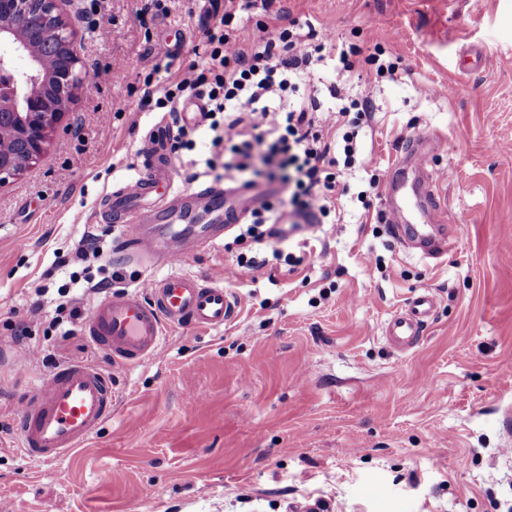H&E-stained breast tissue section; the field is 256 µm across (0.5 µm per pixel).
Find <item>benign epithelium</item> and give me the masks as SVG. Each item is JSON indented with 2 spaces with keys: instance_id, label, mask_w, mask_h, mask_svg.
<instances>
[{
  "instance_id": "1",
  "label": "benign epithelium",
  "mask_w": 512,
  "mask_h": 512,
  "mask_svg": "<svg viewBox=\"0 0 512 512\" xmlns=\"http://www.w3.org/2000/svg\"><path fill=\"white\" fill-rule=\"evenodd\" d=\"M68 0H8L12 10L25 25L30 8L43 10V22L50 38L34 51L27 39L16 29L0 27V130L15 133L24 147L26 161L0 160V185L22 175L46 151L51 135L61 122L68 105L77 97L87 75L80 66L82 41L76 38L60 4ZM26 59L23 70L14 61ZM53 82L58 88L56 103L47 106L43 87Z\"/></svg>"
}]
</instances>
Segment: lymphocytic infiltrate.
<instances>
[{"mask_svg":"<svg viewBox=\"0 0 512 512\" xmlns=\"http://www.w3.org/2000/svg\"><path fill=\"white\" fill-rule=\"evenodd\" d=\"M240 0H210L202 19L204 39L195 59L161 86L145 79L140 107L164 110L177 121L172 156L192 145V131L178 122L184 99L203 100L213 133L209 170H222L228 185L254 186L257 178L279 182L287 201L265 200L239 224L234 244L261 246L258 255H238L235 272L247 277L269 261L295 268L315 257L321 241L312 236L297 251L286 250L279 225L313 218L335 219L337 205L348 193L346 177L358 164V135L374 119L375 85L365 82L358 96L346 98V75L355 62L343 44L319 37L314 29L257 23L249 35L238 33L233 21ZM335 54L339 68L331 97L338 109L323 108L314 82L313 65L324 54ZM79 264L97 262L96 275L71 273V283L100 294L123 283L125 276L104 256L98 235H84L74 248Z\"/></svg>","mask_w":512,"mask_h":512,"instance_id":"lymphocytic-infiltrate-1","label":"lymphocytic infiltrate"}]
</instances>
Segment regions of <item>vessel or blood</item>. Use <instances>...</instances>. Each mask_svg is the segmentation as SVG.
<instances>
[{"instance_id": "1", "label": "vessel or blood", "mask_w": 512, "mask_h": 512, "mask_svg": "<svg viewBox=\"0 0 512 512\" xmlns=\"http://www.w3.org/2000/svg\"><path fill=\"white\" fill-rule=\"evenodd\" d=\"M142 171L120 184L98 205L94 218L122 225L121 253L127 260L166 267V274L144 287L107 295L88 317L84 332L116 366H137L155 359L169 328L219 329L237 309L234 292L211 279L186 274L180 264L214 245L265 199L251 187L198 184L176 187L166 132L147 136ZM383 218L395 237H426L425 227L406 224L399 210ZM425 289L385 326L397 350H413L437 307ZM118 394L109 374L94 363L59 365L20 408L17 445L34 460L72 456L111 419Z\"/></svg>"}]
</instances>
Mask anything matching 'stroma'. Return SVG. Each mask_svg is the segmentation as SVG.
Listing matches in <instances>:
<instances>
[{"instance_id": "obj_1", "label": "stroma", "mask_w": 512, "mask_h": 512, "mask_svg": "<svg viewBox=\"0 0 512 512\" xmlns=\"http://www.w3.org/2000/svg\"><path fill=\"white\" fill-rule=\"evenodd\" d=\"M100 2L67 5L86 83L45 154L0 185V500L16 512H294L316 498L332 512H512V0H275L403 71L377 86L326 252L238 280L223 244L198 251L184 271L223 281L238 318L172 331L154 362L111 368L120 403L74 460L23 455L13 428L32 387L62 362L109 363L83 332L51 328L55 305L37 290L68 282L59 255L84 234L121 246L120 226L92 215L136 176L135 150L163 121L138 106L144 77L166 81L202 39L203 0H172L156 20L141 19L146 0ZM422 84L450 93L425 97ZM410 123L431 139L429 169L449 175L437 223L463 227L437 259L379 222L387 193L357 199L404 157ZM423 288L436 315L397 352L384 325ZM21 325L41 358H16Z\"/></svg>"}]
</instances>
